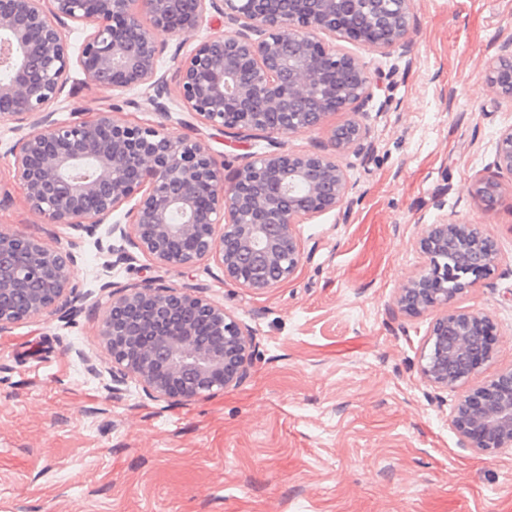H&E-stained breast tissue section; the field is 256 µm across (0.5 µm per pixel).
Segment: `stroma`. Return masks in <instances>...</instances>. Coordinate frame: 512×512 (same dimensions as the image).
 <instances>
[{"mask_svg":"<svg viewBox=\"0 0 512 512\" xmlns=\"http://www.w3.org/2000/svg\"><path fill=\"white\" fill-rule=\"evenodd\" d=\"M164 33V69L208 35ZM512 39V0H413L406 51L339 45L365 63L375 87L364 107L372 151L337 155L352 186L340 207L297 225L302 262L264 294L226 282L217 264L192 271L144 256L104 268L97 235L41 224L23 203L0 122V228L79 256L86 301L70 323L36 318L0 331V512H512V453L459 445L449 416L463 394L512 365V179L486 210L472 195L489 174L512 102L496 99L486 70ZM61 121L108 110L120 122L166 123L204 139L232 177L268 151L172 110L162 121L141 94L112 95L72 69ZM480 225L497 244L495 270L455 306L487 314L493 357L431 402L417 362L431 315L395 299L424 263L416 243L442 216ZM153 277L188 284L251 326V378L186 404L144 399L135 381L107 398L82 356L107 369L99 336L112 293Z\"/></svg>","mask_w":512,"mask_h":512,"instance_id":"obj_1","label":"stroma"}]
</instances>
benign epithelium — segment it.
I'll return each mask as SVG.
<instances>
[{
	"label": "benign epithelium",
	"instance_id": "7a95c632",
	"mask_svg": "<svg viewBox=\"0 0 512 512\" xmlns=\"http://www.w3.org/2000/svg\"><path fill=\"white\" fill-rule=\"evenodd\" d=\"M411 0H0V121L19 134L10 149L23 201L44 224L93 232L125 205L134 236L112 222L130 247L164 269L189 270L211 260L224 278L255 293L290 280L303 252L295 226L341 205L350 185L333 154L369 150L363 107L372 96L365 63L318 39L346 38L383 53L406 47ZM224 15L231 31L203 39L177 63L176 102L213 129L239 138H269L321 126L335 112L351 118L333 131L331 150L266 152L224 180L200 138L174 137L161 126L120 123L112 113L58 121L72 65L103 91H137L157 112H170L162 54L142 23L172 34L196 31L207 14ZM90 27L76 58L63 35L68 22ZM487 84L512 100V41L490 61ZM495 174L478 177L481 203L500 200L501 177H512V126L499 132ZM459 250L494 241L475 224L443 218L429 225L418 247L421 270L396 297L399 310L436 313L418 373L440 392L458 386L487 362L493 333L482 312L453 309L477 284L444 262L448 236ZM77 256L26 233L0 230V331L29 319L68 322L83 306L73 269ZM209 325L219 346L196 338ZM100 336L110 356L107 396L135 380L151 401H193L246 382L257 348L252 328L224 306L188 287L150 279L111 295ZM461 444L485 453L512 451V365L463 395L450 417Z\"/></svg>",
	"mask_w": 512,
	"mask_h": 512
}]
</instances>
